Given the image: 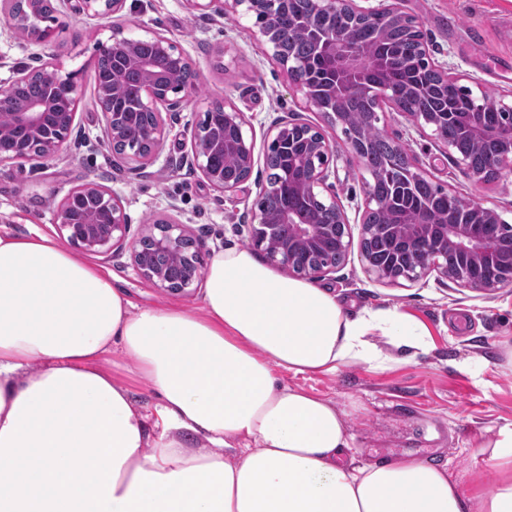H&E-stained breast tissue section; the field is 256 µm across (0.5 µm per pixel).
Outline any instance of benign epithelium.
I'll return each mask as SVG.
<instances>
[{
    "label": "benign epithelium",
    "instance_id": "benign-epithelium-1",
    "mask_svg": "<svg viewBox=\"0 0 512 512\" xmlns=\"http://www.w3.org/2000/svg\"><path fill=\"white\" fill-rule=\"evenodd\" d=\"M27 9L8 14L6 24L28 44L41 48L52 45L54 31L41 26L44 0H22ZM69 9L103 22L109 32L100 42L99 54L87 67L99 73L104 59L129 66L139 75L135 94L139 110L150 119L138 126L124 123L117 110L122 101L105 83L95 84V104L101 117L103 137L112 152L136 174L155 164L158 148L166 133L162 113L177 115L186 108L199 85V75L189 54L175 40L157 31L139 38L151 47V56L131 54L133 39L115 21L125 0H66ZM194 16L225 14L242 8L255 16L258 31L253 33L272 50V58L286 72L289 85L309 108L322 109V99L342 100L348 83L358 90H371L380 81L370 74L364 46L349 33L338 35L330 22L336 11L344 10L353 21L372 26H401L409 19L394 5L364 9L354 0H311L308 16H288V26L303 30L315 44L320 75L287 56L280 35V19L288 12V0H182ZM35 64L17 69L8 83L0 85V163L48 159L56 156L76 127L81 96L73 73H65L51 61L32 54ZM415 89L433 93L439 86L459 80V76L430 61L424 52ZM35 84L40 92L25 98L24 86ZM472 111L459 114L444 102L436 112H415L409 118L420 128L444 140L453 149L458 137L501 141L503 146L492 157L493 167L512 171V104L470 95ZM487 107H496L499 122H483ZM243 113L222 97L204 99V119L191 130V163L211 187L222 193L247 190L255 164L253 141L246 135ZM269 146L291 155L303 151L307 173L292 183L288 191L316 199L321 205L317 223L307 224L299 214L280 206L282 190L269 180L257 184V209L247 225L249 244L262 252L266 261L296 278L315 279L336 272L344 265L354 237L344 205L336 195L334 150L316 127L296 113L275 119L267 129ZM39 142L37 155L28 153L18 140ZM396 151L408 170L393 198L380 202L373 196L371 182H364V213L360 222L359 248L364 270L376 280L389 284L416 283L431 274L461 288L495 294L512 288V225L500 213L483 203L451 195L457 202L458 216L449 224H433L428 202L418 192L427 179L408 159L403 146ZM413 203L418 212L400 214L391 224H377L371 216L383 205L399 209ZM54 224L71 246L107 260L130 249V262L144 280L168 294H188L204 278V243L193 237L187 225L164 212L150 224L139 225L131 237V219L121 198L95 182L84 183L57 204Z\"/></svg>",
    "mask_w": 512,
    "mask_h": 512
}]
</instances>
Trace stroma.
<instances>
[{
	"instance_id": "35a3bbf8",
	"label": "stroma",
	"mask_w": 512,
	"mask_h": 512,
	"mask_svg": "<svg viewBox=\"0 0 512 512\" xmlns=\"http://www.w3.org/2000/svg\"><path fill=\"white\" fill-rule=\"evenodd\" d=\"M396 5L420 23L436 65L476 78L481 92L491 98L512 97V41L502 36L503 27L512 25V0H396ZM121 21L129 37L142 36L149 28L178 41L199 70L198 98L168 120L159 159L146 174L117 171L102 138L94 74L86 66L106 33L99 20L75 14L57 0L51 22L55 41L49 52L76 76L82 94L78 127L53 158L0 163V234L37 231L58 239L57 203L75 186L94 181L121 197L133 224L150 222L169 209L205 240L209 251L246 247L248 235L237 226L253 209L255 192L222 195L188 159L189 128L203 119L201 99L207 95L226 97L243 112L254 143L256 181L267 176L266 131L275 118L296 112L318 127L338 155L336 193L350 222L359 221L364 172L348 154L341 125L303 107L271 59L269 46L251 36L254 18L232 11L221 17H193L181 0H126ZM380 125L433 183L496 208L512 224V173L485 184L475 182L441 139L394 107H386ZM86 260L114 273L118 287L136 304L171 301L141 279L128 258L106 261L90 254ZM314 285L336 293L353 315L365 308L406 313L427 329L430 347L386 369L350 364L311 377L285 372L283 382L348 412L357 456L441 462L462 483L478 473L485 487H493L497 471L489 444L500 427L512 422V364L503 354L504 343H512V290L486 295L432 276L406 287L387 285L365 272L355 252L341 269Z\"/></svg>"
}]
</instances>
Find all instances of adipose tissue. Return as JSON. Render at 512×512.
Returning <instances> with one entry per match:
<instances>
[{
    "label": "adipose tissue",
    "mask_w": 512,
    "mask_h": 512,
    "mask_svg": "<svg viewBox=\"0 0 512 512\" xmlns=\"http://www.w3.org/2000/svg\"><path fill=\"white\" fill-rule=\"evenodd\" d=\"M424 350L395 309L335 294L246 249L213 252L197 305H137L40 232L0 235V512H512V424L496 486L413 458L367 463L332 403L279 371L332 374ZM131 358L142 407L107 368Z\"/></svg>",
    "instance_id": "adipose-tissue-1"
}]
</instances>
